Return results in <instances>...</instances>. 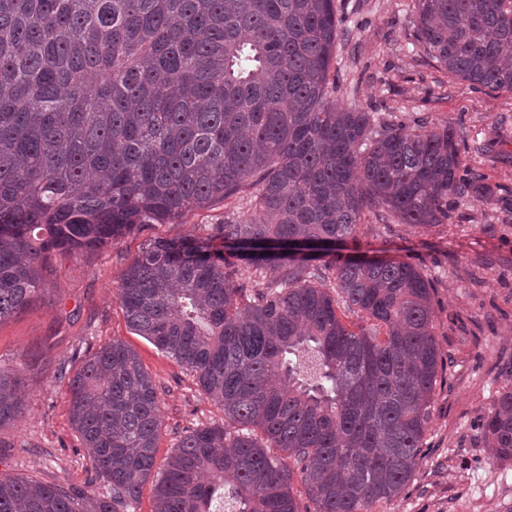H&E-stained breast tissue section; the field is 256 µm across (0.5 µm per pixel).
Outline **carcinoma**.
Instances as JSON below:
<instances>
[{"mask_svg":"<svg viewBox=\"0 0 512 512\" xmlns=\"http://www.w3.org/2000/svg\"><path fill=\"white\" fill-rule=\"evenodd\" d=\"M414 10L448 76L512 92V0ZM339 37L335 0H0V319L46 290L56 254L245 188L254 206L204 237L144 244L118 293L224 423L186 429L156 467V387L114 339L68 379L109 496L0 473V512H135L150 478L155 512H300L273 448L313 512H371L412 481L444 367L433 288L407 261L326 257L364 217L442 224L448 195L482 173L458 176L450 126L409 132L329 100ZM20 382L0 369V425L21 413ZM483 430L512 461V390Z\"/></svg>","mask_w":512,"mask_h":512,"instance_id":"obj_1","label":"carcinoma"}]
</instances>
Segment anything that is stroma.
Wrapping results in <instances>:
<instances>
[{
	"mask_svg": "<svg viewBox=\"0 0 512 512\" xmlns=\"http://www.w3.org/2000/svg\"><path fill=\"white\" fill-rule=\"evenodd\" d=\"M342 35L331 99L413 129L452 127L464 164L481 181L451 198L444 224L363 220L350 255L391 257L420 267L433 293V334L445 367L435 385L422 458L405 491L371 512H512V462H495L481 424L512 387V93L450 79L415 36L413 0H336ZM251 190L150 224L104 250L53 259L50 288L0 320V369L19 370L24 409L0 426V473L47 485L91 480L70 421L68 379L86 353L119 339L154 380L164 420L157 462L186 429L223 422L222 409L190 371L134 331L118 300L122 275L154 238H196L224 220L250 217Z\"/></svg>",
	"mask_w": 512,
	"mask_h": 512,
	"instance_id": "obj_1",
	"label": "stroma"
}]
</instances>
